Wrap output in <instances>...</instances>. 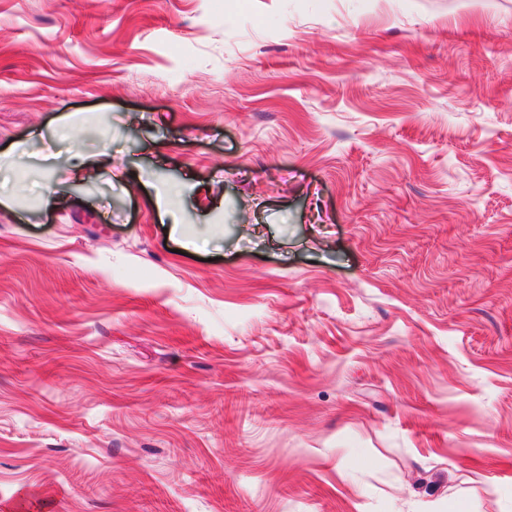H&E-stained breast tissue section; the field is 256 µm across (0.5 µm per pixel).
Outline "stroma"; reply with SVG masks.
I'll use <instances>...</instances> for the list:
<instances>
[{
    "label": "stroma",
    "mask_w": 512,
    "mask_h": 512,
    "mask_svg": "<svg viewBox=\"0 0 512 512\" xmlns=\"http://www.w3.org/2000/svg\"><path fill=\"white\" fill-rule=\"evenodd\" d=\"M0 190V512H512V0H0Z\"/></svg>",
    "instance_id": "1"
}]
</instances>
